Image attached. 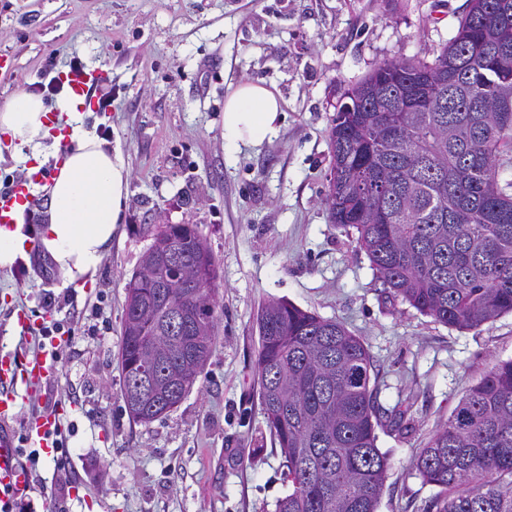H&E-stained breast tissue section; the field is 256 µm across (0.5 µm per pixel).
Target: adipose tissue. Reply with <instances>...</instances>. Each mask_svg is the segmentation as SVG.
<instances>
[{
	"mask_svg": "<svg viewBox=\"0 0 512 512\" xmlns=\"http://www.w3.org/2000/svg\"><path fill=\"white\" fill-rule=\"evenodd\" d=\"M69 117L71 145L44 189L48 219L39 246L63 272L66 284L94 278L122 222L130 172L121 150H110L83 129L76 102L68 97L47 106L42 96L20 91L0 104V138L18 161L40 159L53 136L50 109ZM284 114L278 94L258 81L243 80L224 99V139L256 148L278 132Z\"/></svg>",
	"mask_w": 512,
	"mask_h": 512,
	"instance_id": "ef3b65f1",
	"label": "adipose tissue"
}]
</instances>
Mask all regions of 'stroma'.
Returning a JSON list of instances; mask_svg holds the SVG:
<instances>
[{"instance_id": "35a3bbf8", "label": "stroma", "mask_w": 512, "mask_h": 512, "mask_svg": "<svg viewBox=\"0 0 512 512\" xmlns=\"http://www.w3.org/2000/svg\"><path fill=\"white\" fill-rule=\"evenodd\" d=\"M467 0H0V103L38 92L71 60L112 88L81 110L85 130L120 147L131 172L120 226L94 280L64 285L46 263L0 271V351L34 348L12 312L56 318L74 335L50 399L19 390L24 434L46 401L75 454L71 512H274L288 492L258 400L256 316L285 300L341 322L367 348L379 399L410 430L378 428L390 468L377 512H434L439 493L414 468L420 448L467 390L512 359V313L473 330L389 297L355 241L329 221L328 131L345 87L386 59L433 60ZM243 79L283 101L279 131L257 148L224 142V98ZM157 224L198 225L219 264L213 352L167 415L133 420L118 352L125 285Z\"/></svg>"}]
</instances>
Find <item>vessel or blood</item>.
Segmentation results:
<instances>
[{"label": "vessel or blood", "mask_w": 512, "mask_h": 512, "mask_svg": "<svg viewBox=\"0 0 512 512\" xmlns=\"http://www.w3.org/2000/svg\"><path fill=\"white\" fill-rule=\"evenodd\" d=\"M45 178V172L39 170L0 191V224L14 223L18 206L35 204L33 186ZM55 376L51 350L33 357L19 350L0 356V490L23 488L29 480L27 471L18 463L22 444L50 450L60 429L57 413L48 411L28 423L24 437H17L10 427L17 406L10 387L20 381L42 390L52 385Z\"/></svg>", "instance_id": "b4317fda"}]
</instances>
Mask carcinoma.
I'll use <instances>...</instances> for the list:
<instances>
[{
  "mask_svg": "<svg viewBox=\"0 0 512 512\" xmlns=\"http://www.w3.org/2000/svg\"><path fill=\"white\" fill-rule=\"evenodd\" d=\"M456 36L433 61L378 64L344 90L324 198L352 228L384 287L434 321L475 329L512 312V193L498 185L512 151V0H468ZM175 238L191 280H155ZM148 275L126 284L118 358L130 416L149 423L182 400L187 365L201 373L218 327V268L195 224L154 226ZM259 398L286 467L274 512H377L389 468L377 447L383 408L363 342L339 322L282 300L257 315ZM440 488L436 512H512V359L462 397L415 460Z\"/></svg>",
  "mask_w": 512,
  "mask_h": 512,
  "instance_id": "carcinoma-1",
  "label": "carcinoma"
}]
</instances>
